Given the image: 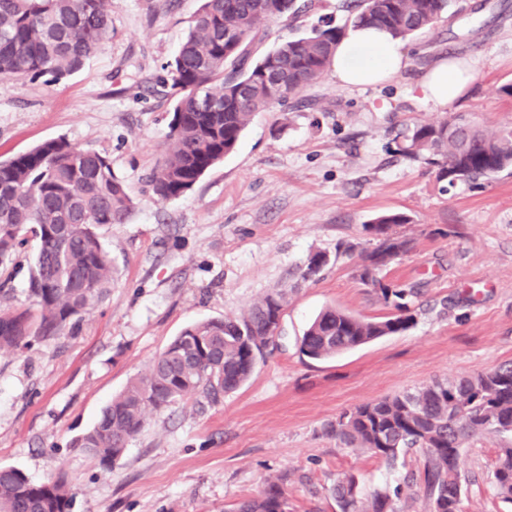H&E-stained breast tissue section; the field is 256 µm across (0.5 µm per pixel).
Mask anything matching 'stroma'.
<instances>
[{"label": "stroma", "mask_w": 512, "mask_h": 512, "mask_svg": "<svg viewBox=\"0 0 512 512\" xmlns=\"http://www.w3.org/2000/svg\"><path fill=\"white\" fill-rule=\"evenodd\" d=\"M340 0H320L294 23L269 24L267 51L319 19L344 25ZM202 0H111L112 39L54 82L0 77V160L65 138L106 154L134 209L100 235L112 256L106 299L75 333L0 355V465L32 481L64 477L72 512H231L283 478L288 512H340L336 480L361 492L419 471L344 445L331 426L363 403L436 379L512 363V173L448 185L424 161L395 151L414 124L447 112L485 128L512 127V0H455L432 29L404 41L405 71L365 89L333 73L298 106L258 114L236 150L185 195L161 200L146 183L168 143L174 100L165 67ZM442 57L474 61L450 110L432 109L415 83ZM411 250L361 280L383 213ZM321 271L302 279L309 257ZM35 244L0 266V309L31 307ZM411 290L414 325L320 360L300 351L313 318L332 306L366 319L392 314L379 284ZM287 290L275 342L249 380L215 405L194 399L150 414L112 470L73 445L101 408L188 325L241 314ZM501 440L465 441L464 512H512L493 485Z\"/></svg>", "instance_id": "35a3bbf8"}]
</instances>
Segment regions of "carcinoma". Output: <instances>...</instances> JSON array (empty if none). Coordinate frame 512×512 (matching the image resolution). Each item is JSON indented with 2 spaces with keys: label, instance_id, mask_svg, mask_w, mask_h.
Masks as SVG:
<instances>
[{
  "label": "carcinoma",
  "instance_id": "cac0c4a2",
  "mask_svg": "<svg viewBox=\"0 0 512 512\" xmlns=\"http://www.w3.org/2000/svg\"><path fill=\"white\" fill-rule=\"evenodd\" d=\"M316 0H204L167 78L175 97L169 145L151 173L156 196L172 199L191 190L237 146L260 112L294 99L326 72L341 28L328 23L282 41L260 58L252 47L265 27L295 20ZM452 0H344L354 24L374 26L404 40L433 27ZM112 34L109 0H0V76H49L78 71ZM397 151L436 168L440 181L474 182L512 169V128L485 129L461 114L414 126ZM134 207L108 156L47 140L0 161V265L26 234L38 242L29 279L36 308L0 311V354L11 355L29 337L50 340L90 313L112 288V257L98 229L123 224ZM403 213L382 214L367 225L377 239L361 278L406 254L412 241L391 233L407 224ZM394 313L368 320L328 307L308 326L301 352L314 359L336 355L381 336L409 329V292L379 284ZM288 293H269L239 315L186 327L102 409L73 445L108 470L141 432L150 411L162 412L186 396L199 408L221 402L251 375L274 339ZM336 437L392 465L402 453L424 458L422 482L429 512H463L458 459L469 437L493 433L504 440L493 471L497 493L512 501V364L435 380L414 391L368 402L344 414ZM340 512H397L401 487L363 498L353 477L334 488ZM74 492L62 479L31 481L0 467V512H72ZM235 512H288L284 481H268Z\"/></svg>",
  "mask_w": 512,
  "mask_h": 512
}]
</instances>
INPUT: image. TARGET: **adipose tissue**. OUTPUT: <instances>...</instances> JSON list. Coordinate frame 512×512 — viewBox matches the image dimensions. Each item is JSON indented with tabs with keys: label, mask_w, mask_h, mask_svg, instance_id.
<instances>
[{
	"label": "adipose tissue",
	"mask_w": 512,
	"mask_h": 512,
	"mask_svg": "<svg viewBox=\"0 0 512 512\" xmlns=\"http://www.w3.org/2000/svg\"><path fill=\"white\" fill-rule=\"evenodd\" d=\"M407 66L398 40L384 30L352 26L347 29L332 56V68L340 86L363 88L390 80ZM473 76L470 65L442 58L428 69L418 83L422 100L432 108L451 106Z\"/></svg>",
	"instance_id": "adipose-tissue-1"
}]
</instances>
